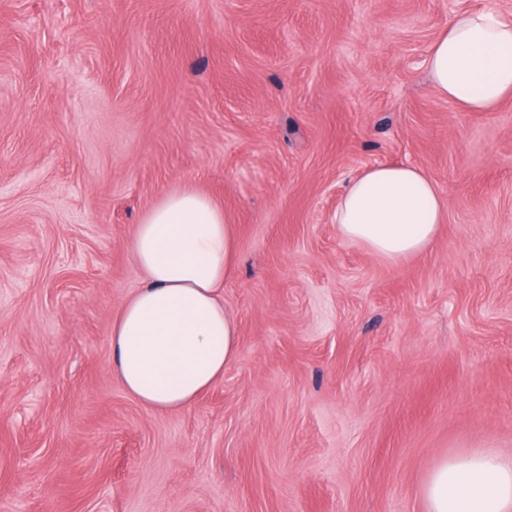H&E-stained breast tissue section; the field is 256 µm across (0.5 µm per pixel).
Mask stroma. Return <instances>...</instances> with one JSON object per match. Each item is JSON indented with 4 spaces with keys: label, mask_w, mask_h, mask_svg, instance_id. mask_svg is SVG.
Returning a JSON list of instances; mask_svg holds the SVG:
<instances>
[{
    "label": "stroma",
    "mask_w": 512,
    "mask_h": 512,
    "mask_svg": "<svg viewBox=\"0 0 512 512\" xmlns=\"http://www.w3.org/2000/svg\"><path fill=\"white\" fill-rule=\"evenodd\" d=\"M512 0H0V512H427L443 458L512 455V101L432 87L455 13ZM448 204L394 265L348 182ZM191 186L237 240L239 346L184 410L112 374L134 224ZM447 218L448 206L425 171L378 164L350 180L333 221L344 239L399 264L422 252Z\"/></svg>",
    "instance_id": "1"
}]
</instances>
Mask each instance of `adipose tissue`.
I'll return each instance as SVG.
<instances>
[{
  "label": "adipose tissue",
  "instance_id": "adipose-tissue-1",
  "mask_svg": "<svg viewBox=\"0 0 512 512\" xmlns=\"http://www.w3.org/2000/svg\"><path fill=\"white\" fill-rule=\"evenodd\" d=\"M428 74L468 112L512 99V21L456 15L432 43ZM448 218L436 183L413 165L378 164L348 183L333 216L341 237L394 264L422 252ZM145 283L112 323V372L143 406L183 410L224 376L238 324L224 306L236 241L221 204L195 189L167 194L130 233ZM427 512H512V457L477 447L443 459L423 488Z\"/></svg>",
  "mask_w": 512,
  "mask_h": 512
}]
</instances>
